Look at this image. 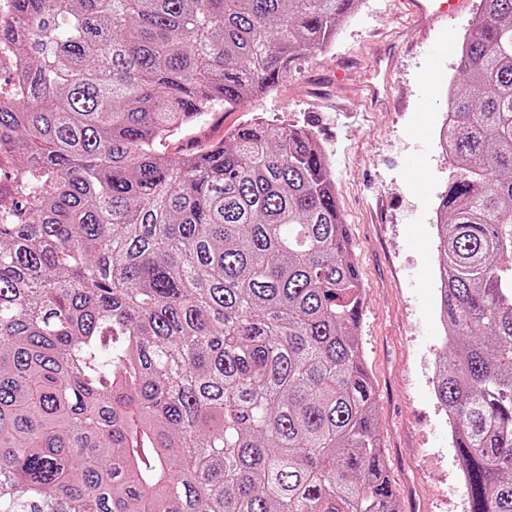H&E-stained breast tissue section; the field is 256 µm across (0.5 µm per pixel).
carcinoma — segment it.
<instances>
[{
	"label": "carcinoma",
	"mask_w": 512,
	"mask_h": 512,
	"mask_svg": "<svg viewBox=\"0 0 512 512\" xmlns=\"http://www.w3.org/2000/svg\"><path fill=\"white\" fill-rule=\"evenodd\" d=\"M362 0H12L0 43V512H395L325 150L246 122ZM448 87L434 394L512 512V0Z\"/></svg>",
	"instance_id": "obj_1"
}]
</instances>
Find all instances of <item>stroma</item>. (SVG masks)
I'll return each instance as SVG.
<instances>
[{
	"label": "stroma",
	"instance_id": "35a3bbf8",
	"mask_svg": "<svg viewBox=\"0 0 512 512\" xmlns=\"http://www.w3.org/2000/svg\"><path fill=\"white\" fill-rule=\"evenodd\" d=\"M479 4L467 0L455 18L422 26L401 0H365L335 43L298 60L286 83L216 109L164 145L178 157L223 142L240 124L269 121L310 129L326 151L365 285L361 355L400 512H468L433 389L443 348L433 219L454 176L437 145L446 89ZM426 97L430 109L419 111Z\"/></svg>",
	"mask_w": 512,
	"mask_h": 512
}]
</instances>
